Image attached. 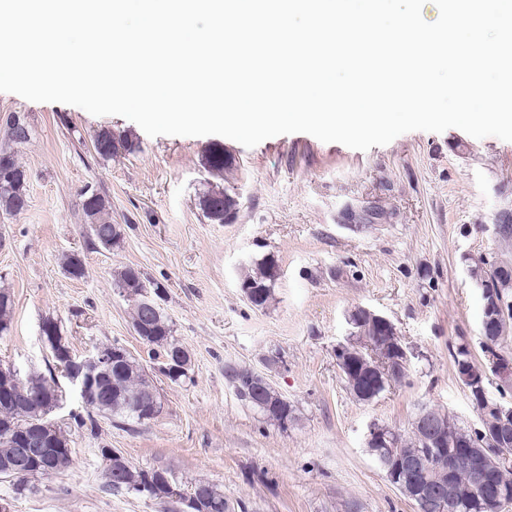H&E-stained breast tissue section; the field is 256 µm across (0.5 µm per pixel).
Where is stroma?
<instances>
[{"label": "stroma", "instance_id": "obj_1", "mask_svg": "<svg viewBox=\"0 0 512 512\" xmlns=\"http://www.w3.org/2000/svg\"><path fill=\"white\" fill-rule=\"evenodd\" d=\"M14 114L31 129L26 143L8 137ZM101 129L127 134L134 151L100 158L92 137ZM215 146L232 161L218 179L205 167ZM0 150L24 168L28 198L20 213L0 212V287L13 298L0 363L53 375L62 399L52 417L74 448L67 470L24 491L0 477L13 512H162L138 494L104 490L105 448L143 469L222 485L232 512H417L368 451L370 426L409 431L427 406L479 428L454 356L462 344L482 354L483 300L470 265L496 263L507 249L498 223L512 213V142L451 128L367 151L306 133L247 148L218 135L151 137L120 116L0 92ZM211 181L236 197L232 222L204 217L199 196ZM88 191L105 196L122 227L112 248L88 238ZM73 252L85 278L62 268ZM267 257L279 276L258 308L241 280ZM125 266L160 285L193 380L157 376L166 398L157 420L118 427L101 417L80 428L73 418L85 405L41 325L54 319L76 356L119 344L148 361L113 277ZM358 307L389 318L409 352L404 381L369 402L350 394L336 363L337 347L358 341L349 321ZM228 362L267 371L295 409L287 428L237 399Z\"/></svg>", "mask_w": 512, "mask_h": 512}]
</instances>
